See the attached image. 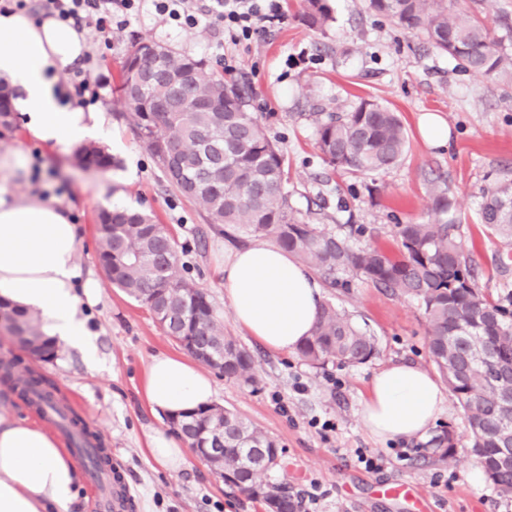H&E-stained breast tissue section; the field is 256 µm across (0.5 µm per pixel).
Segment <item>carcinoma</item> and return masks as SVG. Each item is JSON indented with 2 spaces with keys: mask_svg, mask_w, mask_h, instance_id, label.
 I'll return each instance as SVG.
<instances>
[{
  "mask_svg": "<svg viewBox=\"0 0 512 512\" xmlns=\"http://www.w3.org/2000/svg\"><path fill=\"white\" fill-rule=\"evenodd\" d=\"M458 0H368V9L397 26L421 35L435 50L461 62L466 72L491 78L512 69L507 52L492 26L456 8ZM299 21L324 29L334 17L327 0H303ZM165 59L147 83L138 80L134 64L125 58L116 92L130 109L127 119L150 151L167 186L194 202L207 224L261 233L313 266L330 287L348 288L360 277L377 288L417 299L427 318V342L432 362L463 409L470 427L471 452L486 478L503 496H512V468L498 465L499 437L512 431L495 385L496 367L476 355L512 363V298L487 300L476 284L475 269L457 240L458 225L448 218L453 205L448 192L431 197L427 222L395 225L400 255L380 248H359L353 240L365 234L351 227L345 234L319 230L299 217L285 188V156L248 111V97L224 74L202 60L165 46ZM190 75L186 88L168 83L167 75ZM185 94L191 102L167 112L160 105ZM316 145L324 161L355 175H368L399 164L408 137L398 113L375 101L363 100L343 112H319ZM174 143L180 163L171 168L160 143ZM84 168L106 170L116 165L103 148L88 144L75 153ZM480 220L487 230L512 243V179L495 178L484 190ZM97 258L112 287L146 307L164 333L180 338L178 345L198 357L208 342L202 363L225 378L253 385L251 353L224 334L207 293L187 275L178 244L169 227L151 214L132 209L103 208L95 224ZM0 327L27 354L56 356V343L44 336L34 318L0 302ZM312 367L362 364L377 354L374 336L342 315L335 306H321L317 323L299 347ZM20 358L0 362L3 378L13 381L23 397L50 404L42 387L50 386L34 373L13 377ZM65 427L84 439L94 437L74 411L62 415ZM178 434L200 446L218 426L224 427V457L210 461L224 483L264 503L268 512H300V500L285 483L268 480L283 468L277 440L236 412L208 405L170 418ZM261 449L265 463L246 457L245 448ZM440 462L455 457L456 437L441 428L431 440Z\"/></svg>",
  "mask_w": 512,
  "mask_h": 512,
  "instance_id": "1",
  "label": "carcinoma"
}]
</instances>
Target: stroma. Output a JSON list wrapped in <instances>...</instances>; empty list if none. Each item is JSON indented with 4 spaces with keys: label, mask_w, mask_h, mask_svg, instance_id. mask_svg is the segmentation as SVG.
Wrapping results in <instances>:
<instances>
[{
    "label": "stroma",
    "mask_w": 512,
    "mask_h": 512,
    "mask_svg": "<svg viewBox=\"0 0 512 512\" xmlns=\"http://www.w3.org/2000/svg\"><path fill=\"white\" fill-rule=\"evenodd\" d=\"M300 0H281V15L250 42L233 45L214 30H183L145 10L112 32V47L91 44L99 70L117 79L132 44L168 45L244 87L250 112L288 159V195L307 223L335 232L349 224L368 229L361 248L397 253L394 226L428 218L434 187L447 189L460 224L458 239L477 268V286L498 300L512 294V245L489 233L479 220L490 176L512 175V70L491 79L472 76L455 60L366 8V0H328L335 23L325 30L296 19ZM468 14L494 26L512 53V0H460ZM372 99L399 112L408 133L402 161L388 170L354 176L330 168L316 147L314 114L345 111ZM95 111L112 123L108 151L115 167L102 171L75 165L74 147H52L27 140L15 130L5 150L29 159L19 193L69 205L85 237L80 263L102 277L94 224L111 199L153 213L167 224L189 277L208 292L226 335L251 352L256 383L246 386L212 373L216 404L229 408L276 439L286 468L275 481H287L306 501L305 512H512V498L501 497L486 479L470 449L469 428L455 400H447L437 423L452 428L458 444L453 460L435 461L424 440L380 442L363 427L360 411L374 374L399 362L432 370L426 346L427 323L420 303L356 278L347 288L322 284L326 301L366 328L378 352L358 365L315 369L299 353L268 349L241 329L224 297V263L256 234H227L204 223L193 203L167 187L162 174L125 118L127 108L104 88ZM440 114L450 128L442 150L426 147L418 131L421 114ZM98 350L88 366L71 347L59 346L49 362L24 358L19 372L44 377L65 404L109 448L135 499L133 512H262L259 504L224 480L208 463L187 453L185 465L169 471L147 452L154 432L170 431L167 417L146 405L142 384L152 358L180 354L151 313L110 284L85 311ZM380 456L381 468L366 470L359 453Z\"/></svg>",
    "instance_id": "stroma-1"
}]
</instances>
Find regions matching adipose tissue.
<instances>
[{"mask_svg":"<svg viewBox=\"0 0 512 512\" xmlns=\"http://www.w3.org/2000/svg\"><path fill=\"white\" fill-rule=\"evenodd\" d=\"M86 50L84 34L55 17L0 14V76L20 93L15 105L29 140L109 143L106 113L62 104L54 89L57 70ZM83 241L69 207L0 186V300L38 314L44 335L78 350L92 365L97 348L83 308L97 300L99 285L82 276ZM224 295L237 324L280 352L298 350L321 308V289L309 269L264 240L225 262ZM143 394L154 414L172 417L211 404L215 390L192 361L160 354L148 367ZM445 404L444 391L427 371L390 364L374 374L361 422L383 442L421 437ZM78 485L76 465L54 436L0 411V512H68Z\"/></svg>","mask_w":512,"mask_h":512,"instance_id":"adipose-tissue-1","label":"adipose tissue"}]
</instances>
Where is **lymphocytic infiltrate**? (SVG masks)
<instances>
[{
    "instance_id": "f902f5d3",
    "label": "lymphocytic infiltrate",
    "mask_w": 512,
    "mask_h": 512,
    "mask_svg": "<svg viewBox=\"0 0 512 512\" xmlns=\"http://www.w3.org/2000/svg\"><path fill=\"white\" fill-rule=\"evenodd\" d=\"M148 1L158 14L168 16L178 26L203 24L238 42L263 32L266 23L277 18L281 10L280 0H202L196 7L189 0H48L46 9L58 20L87 31L95 43L108 49L113 27L126 25L129 16Z\"/></svg>"
}]
</instances>
